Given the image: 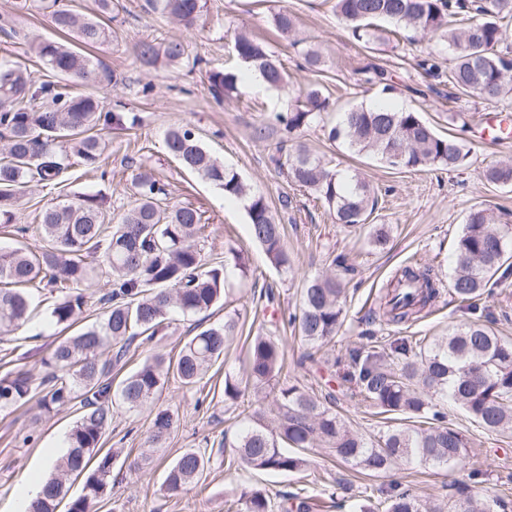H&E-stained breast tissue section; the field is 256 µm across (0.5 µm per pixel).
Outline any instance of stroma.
<instances>
[{
    "instance_id": "35a3bbf8",
    "label": "stroma",
    "mask_w": 512,
    "mask_h": 512,
    "mask_svg": "<svg viewBox=\"0 0 512 512\" xmlns=\"http://www.w3.org/2000/svg\"><path fill=\"white\" fill-rule=\"evenodd\" d=\"M109 42L91 50L90 56L109 71L108 79L92 86H80V93L92 94L106 109H125L140 121L127 131H104L109 147L102 170L76 166L58 189L30 183L14 207L13 227H0V246L41 252L46 242L39 230L43 207L81 194L102 197L108 221H117L134 199L132 176L138 170L151 172L166 183L167 205L190 204L201 209L204 228L199 246L205 259L238 251L248 268L240 275L229 268L223 307L206 317L193 316L174 321L160 340L133 345L127 371L136 370L155 352L177 357L193 327L201 322L217 323L225 315L237 317V328L224 348L223 364L214 366L193 388L169 381L154 405L136 412L115 409L112 424L103 438L104 449L117 451L112 480L97 512H235L242 489L259 486L273 499L305 491L322 502L321 512H350L349 505L327 506L337 481L353 484L355 491L371 495L379 479L360 475L355 469L338 465L327 449L309 450L307 471L281 475L260 473L235 465L226 467L225 436H232L244 424L242 411L254 402L253 391L234 402L224 399V376H243L248 361V339L265 333L279 337L286 353L288 374L312 390L325 406L341 413L359 434L370 437L388 426L400 425L399 416L377 413L352 398L344 375L346 365L336 359L345 349L359 344L360 320L375 308L379 294L396 269L418 262L431 267L443 284L451 283L455 244L469 212L477 207L494 210L500 223L512 224V188L488 184L482 177L487 165L512 159V142H498L483 136L486 119L497 115L512 117V99L488 103L475 98H448L447 77L424 74L418 61L426 40L396 41L365 48L352 39L337 18L336 0H208L203 24L189 30L175 19L152 7L150 0H114ZM288 10L296 19L294 37L302 39L291 47L294 37L281 35L272 16ZM15 18L18 38L0 36V59L21 64L41 79H53L50 71L31 50L32 43L57 40L58 35L42 14L15 16L12 0H0V20ZM259 38L281 62L288 75V91L268 88L259 92L240 75L235 91L223 100L211 92L209 74L235 66L234 42L238 34ZM178 39L186 46L177 64L158 63L144 68L135 62L131 48L142 39ZM318 48L322 62L308 67L303 59L307 47ZM379 67L392 76L397 90L393 104L421 113L442 135H454L472 151L469 167L449 171L440 167L423 170L394 168L372 158L356 155L340 143L330 142L320 125L298 134L297 139L330 169L357 170L378 198L368 223L349 231L337 224L321 204L295 191L280 173L275 160L286 139L275 113L286 111L290 97L313 86L321 87L329 105L323 117L337 120L340 112L354 106L378 102L377 87L365 81L364 71ZM150 93H143V86ZM174 125L195 129L202 145L224 165L234 168L262 195L284 226V243L291 261L290 271L275 268L252 237L241 201L225 197L223 191L202 176L185 171L167 151L164 134ZM386 225L390 241L378 249L369 242L373 225ZM346 253L357 271L346 285L348 319L334 343L317 348L302 341L288 324L295 313L300 292L308 280L328 272L330 253ZM273 301L261 300L265 290ZM481 320L498 335L512 340V278L494 287L492 294L477 302L476 310L458 306L451 291L426 317L405 326H375L372 342L386 347L396 340L448 335L457 325ZM61 329L50 318L47 306H39L27 326L7 333L0 340V375L9 370L30 371L41 380L48 358ZM170 409L178 422L152 458L142 461L155 407ZM449 423L474 442L469 451L472 468L481 471L485 488L492 494L512 498V435H499L478 427L461 409L447 406ZM78 417L76 408L50 410L31 399L16 409L0 411V512H12L16 497L28 478L35 476L43 456L66 445ZM190 448L211 457L210 469L201 483L179 495L161 492L166 468ZM394 474L422 497H445L446 471L398 462Z\"/></svg>"
}]
</instances>
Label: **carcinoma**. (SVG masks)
<instances>
[{
	"instance_id": "carcinoma-1",
	"label": "carcinoma",
	"mask_w": 512,
	"mask_h": 512,
	"mask_svg": "<svg viewBox=\"0 0 512 512\" xmlns=\"http://www.w3.org/2000/svg\"><path fill=\"white\" fill-rule=\"evenodd\" d=\"M162 11L185 28L200 25L206 0H160ZM17 15L37 10L51 27L75 34L80 43L96 47L109 39L105 25L74 13L64 0H14ZM336 15L353 38L365 45L383 35L405 31L428 35L452 52L448 66V97H476L484 102L512 99V51L501 50L502 22L512 19V0H336ZM278 32L290 35L292 13L273 15ZM392 25L389 30L380 24ZM237 59L277 89L285 87L281 63L264 43L240 34L235 39ZM35 54L65 83L40 80L19 64L0 61V224H11L13 206L28 183L55 186L75 157L99 167L103 147L100 131L135 127L139 118L105 111L93 95H74L66 82L96 84L104 77L97 64L82 53L55 41L38 43ZM185 45L180 40H141L133 56L141 66L154 67L160 59L177 63ZM367 81L385 95L396 91L392 77L382 68L369 69ZM218 101L235 90L236 76L221 71L209 74ZM325 97L309 89L274 119L294 135L321 121ZM328 140L340 142L358 155L392 167L418 169L432 166L450 171L471 163V152L452 137L437 134L417 111L389 106L353 107L328 129ZM169 152L183 168L214 183L224 195L245 202L254 240L277 268L288 270L283 225L276 222L266 199L248 191L241 176L224 167L203 147L188 125L168 128L164 134ZM288 180L311 192L335 215L336 222L357 228L366 224L377 199L358 174L330 170L323 160L299 146L284 163ZM485 181L512 185V164L487 167ZM137 189L133 204L115 224L105 223L101 199L83 194L74 200L44 208L40 232L48 242L39 255L21 249L0 250V328H19L32 312L28 288L59 293L50 311L58 326H71L85 304L81 288L94 279L95 267L87 259L101 254L112 288L103 295L100 320L57 343L43 361L47 374L34 384L27 371L0 377V410L19 407L31 399L35 388L44 392L42 404L57 408L80 405L82 412L69 436L68 450L54 465L49 480L29 512H90L104 498L112 476L116 452L102 453V439L118 403L129 411L146 405L169 379L193 387L217 362L224 360V345L235 329L229 317L189 337L177 360L156 354L112 389V371L127 361L136 341L149 343L169 327V316L206 313L224 295L227 263L205 261L196 243L202 214L190 206L168 207L165 186L147 171L133 175ZM330 272L310 280L302 289L299 314L293 316L302 338L311 344L331 341L347 317L343 280L355 266L340 253L331 259ZM512 276V225L496 222L487 208L472 210L459 235L455 251L452 289L456 297L474 301L492 286ZM442 281L431 269L414 263L403 267L390 281L378 309L364 324L399 326L428 313L440 297ZM337 362L347 363L353 397L380 410L422 421L414 429H388L366 438L351 430L344 417L310 393L290 382L285 350L275 336L259 334L249 346L245 380L224 376V399L238 400L241 385L272 398L275 415L266 424L262 407L253 409L252 424L240 432L232 447L251 469L276 474H297L307 469L303 450L328 448L336 462L360 469L370 477H385L397 461L441 468L463 479L448 481V498L433 502L409 486L390 480L355 504L356 512H512V500L479 492L481 472L467 469L470 438L448 426L437 400L450 401L489 432L512 433V342L488 326L466 323L447 337L427 342L401 340L388 349L356 345L345 349ZM176 425L167 408L155 410L149 447L156 448ZM210 468V458L194 449L184 451L165 473L162 489L175 496L198 485ZM83 478L82 494L67 498L73 478ZM240 512H272L267 491L241 492ZM315 499L301 492L283 496L282 512H313Z\"/></svg>"
}]
</instances>
